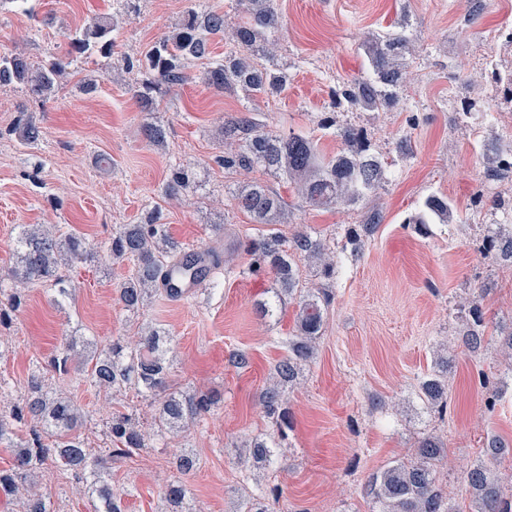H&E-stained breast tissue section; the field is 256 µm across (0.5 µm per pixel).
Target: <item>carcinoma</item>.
<instances>
[{
  "label": "carcinoma",
  "mask_w": 512,
  "mask_h": 512,
  "mask_svg": "<svg viewBox=\"0 0 512 512\" xmlns=\"http://www.w3.org/2000/svg\"><path fill=\"white\" fill-rule=\"evenodd\" d=\"M242 21L234 26L221 12L190 7L170 34L149 47L138 62L122 56L127 68L138 65L143 79L136 83L133 97L142 112H155L166 96L190 82L187 72L193 59L210 55L211 39L228 38L235 51L211 63L203 74L204 83L216 92L239 86L252 97L280 93L287 87L288 76L262 64L273 57L272 38L280 27L277 0H236ZM115 26L102 18L75 30L68 36L66 55L34 63L17 54L0 55V88L19 85L37 97L52 95L66 71L78 61L92 55L110 58L115 54ZM409 52V40L402 27L391 26L373 39L367 47L372 74L354 81L344 90L351 103L365 110L379 111L390 107L407 80L403 60ZM323 128H335L341 141L336 154L320 153L318 142L303 134L280 136L257 129L245 117L224 123V138L240 142L237 148H227L216 163L224 168L251 170L263 168L279 175L296 187L302 200L312 207L352 205L364 192L374 188L383 178V166L370 152L362 129L353 125L336 128L329 119ZM14 133L24 146L36 144L42 130L31 114L21 113ZM143 138L153 146L165 143V129L147 119L141 124ZM512 173V160L500 155L495 165L487 169L494 178ZM192 169L183 164L169 168L163 185V195L177 198L190 189ZM236 207L249 214L266 230L241 241L240 246L251 257L249 271L254 275L271 273L276 284V296L293 297L297 291L295 258L304 257L318 264L322 278L336 277V251L311 234L299 231L285 239L274 225L288 220L287 204L267 186L254 183L233 195ZM451 205L444 197L431 196L425 201V213L415 219L426 224V216L448 222ZM383 216L378 212L367 215L364 223L347 229L350 244L372 236ZM484 250L500 260L512 263V230L499 224L486 226ZM115 261L130 260V275L117 289L118 300L129 311H137L154 293L171 301L187 299L177 288H163L161 283L170 270L179 268L182 276L195 279L200 274L224 272L223 257L214 249L189 253L168 232L161 207L147 212L139 224H123L112 232L104 245ZM18 288L0 297V326L11 321L27 297L28 286L50 282L55 294L64 299L70 295L64 269L76 262H92L98 252L85 238L71 228L44 227L38 224L22 226L15 240ZM333 293L320 288L298 301L296 334L288 338V355L275 366L277 380L268 385L262 395L265 415L279 434L291 427L284 408L282 389L293 383L303 367L315 356L316 340L324 325V310ZM473 294L468 302V317L463 320L460 341L471 354H478L489 343L485 336V315ZM167 334L149 326L133 348L117 336L105 346H98L77 336H68L46 366L35 367L29 377L26 393L9 406L0 405V444L13 448L12 462L0 469V498L15 501L19 512H55L48 498L31 486L35 472L58 460L70 471L76 483L85 486L95 496L99 506L95 512H123L122 500L108 482L109 462L152 447L154 437L143 430L132 415L112 414L106 422L111 447L95 450L88 447L81 432L84 414L62 392L50 390V374L75 370L84 385L98 392L123 391L134 388L157 401L155 420L157 431L183 429L209 414L214 399L203 393L167 392V358L164 344ZM451 360L439 357L430 373L418 384L423 403L439 412L448 407V368ZM276 453V447L265 440L249 444L248 458L260 468ZM485 453L497 459L512 454L509 446L493 436L487 440ZM446 457L441 437L426 435L417 441L411 458L396 462L373 473L365 484V495L372 504L370 512H456L439 485L440 469ZM173 464L179 476L168 482L164 499L167 512H186L189 493L183 477L196 466V458L182 448L174 455ZM471 494L472 512H512V497L503 494L498 472L482 461L473 464L466 473Z\"/></svg>",
  "instance_id": "cac0c4a2"
}]
</instances>
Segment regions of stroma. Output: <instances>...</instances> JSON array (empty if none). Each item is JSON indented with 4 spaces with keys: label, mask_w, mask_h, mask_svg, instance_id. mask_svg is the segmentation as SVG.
<instances>
[{
    "label": "stroma",
    "mask_w": 512,
    "mask_h": 512,
    "mask_svg": "<svg viewBox=\"0 0 512 512\" xmlns=\"http://www.w3.org/2000/svg\"><path fill=\"white\" fill-rule=\"evenodd\" d=\"M279 0L282 27L275 62L288 74L278 95L248 96L240 87L218 93L201 76L206 61L192 62V82L168 96L151 121L167 131L164 147L148 145L139 132L142 112L131 88L139 71L93 56L64 78L55 96L41 100L19 88L0 89V286L13 287V240L25 224H62L87 242L111 238L123 224L140 223L161 207L168 231L182 246L217 247L231 256V272L217 288L202 287L184 301L155 296L138 312L117 301L130 263L102 257L67 271L72 294L30 289L25 308L0 328V378L19 394L32 367L76 334L108 343L136 335L153 323L170 334L167 388L207 392L217 404L205 420L179 436L112 465L109 481L124 512H161L163 482L174 476L170 458L190 448L197 469L187 477L190 512H235L241 495L274 486L278 512H368L369 476L403 458L419 437L440 436L447 445L443 486L457 512H471L467 470L485 459L488 437L512 443V361L493 342L473 356L458 336L464 301L483 289L487 335L512 328V264L483 248L488 224L512 226V176L486 177L489 148L512 149V109L499 103L480 59L490 54L506 26L512 0ZM190 0H27L0 12V54L39 61L67 49L66 35L99 17L112 18L116 54L136 55L168 34ZM404 25L412 39L408 79L395 104L379 112L353 105L337 109L335 95L370 73L365 45L390 25ZM96 83L93 92L84 80ZM466 102L469 113L457 111ZM34 115L43 130L26 148L13 133L19 112ZM252 116L261 131H316L322 118L363 127L383 162L381 183L350 207L298 206L291 186L260 168L228 171L216 164L224 152L225 121ZM191 166L195 182L186 201H168L162 188L170 166ZM260 183L288 204L285 236L342 238L367 212L384 220L376 234L347 255L332 281L314 360L285 390L292 427L273 463L240 465L252 439H265L269 423L261 395L286 354L296 329L298 305L282 301L275 316L256 305L275 298L272 275L248 274L239 238L255 234L250 217L234 209L239 187ZM453 206L447 223L421 233L412 217L427 197ZM483 204H476V197ZM502 206L490 210L491 200ZM448 348V412L425 408L419 379ZM249 355L247 366L231 361ZM57 389L83 410L90 447L105 445L103 423L113 412L135 415L151 428V407L135 391L112 396L77 384L75 375L54 378ZM498 390L495 407L485 403ZM41 490L57 512H91L66 472H44Z\"/></svg>",
    "instance_id": "1"
}]
</instances>
